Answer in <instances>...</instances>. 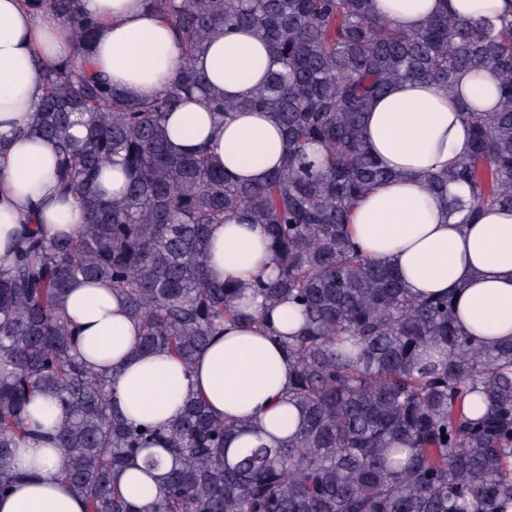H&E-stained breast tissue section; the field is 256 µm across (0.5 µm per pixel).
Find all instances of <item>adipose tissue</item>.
Segmentation results:
<instances>
[{"label": "adipose tissue", "mask_w": 512, "mask_h": 512, "mask_svg": "<svg viewBox=\"0 0 512 512\" xmlns=\"http://www.w3.org/2000/svg\"><path fill=\"white\" fill-rule=\"evenodd\" d=\"M375 11L413 31L441 9L491 15L512 0H372ZM85 15L99 21L89 62L115 87L133 97H158L174 77L181 46L150 0H82ZM75 39L69 25L33 11L26 0H0V258L7 255L27 219L61 236L78 234L84 211L74 196H61L55 167L58 147L48 139H18L42 96V73L34 62L70 61ZM193 65L225 99L250 97L273 68L267 44L251 32L231 30L214 38ZM169 141L178 153L211 148L235 179L262 183L281 164V132L269 114L235 112L229 117L188 103L167 118ZM367 151L392 171L354 208L351 233L370 260L395 267L418 298L452 296L459 327L496 345L512 340V213L488 210L474 224L449 223L443 202L425 186L428 173L447 169L470 150V133L457 99L425 82L398 85L377 99L365 119ZM208 266L220 282L246 285L275 265L261 225L230 219L211 225ZM250 323L228 322L192 365L167 353L136 354L139 326L106 282L75 280L63 311L71 350L112 377L116 411L140 427H157L185 398L202 397L219 416L248 422L230 453L294 432L298 417L288 402L295 367L278 341L300 330L288 305L268 309L251 293L236 298ZM36 426L17 439L0 467L16 475L0 495V512H85L86 501L62 476L65 455L56 440L62 409L51 395L34 396ZM160 471L129 467L119 478L133 503L159 494Z\"/></svg>", "instance_id": "obj_1"}]
</instances>
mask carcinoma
Wrapping results in <instances>:
<instances>
[{"label": "carcinoma", "mask_w": 512, "mask_h": 512, "mask_svg": "<svg viewBox=\"0 0 512 512\" xmlns=\"http://www.w3.org/2000/svg\"><path fill=\"white\" fill-rule=\"evenodd\" d=\"M74 27L87 53L99 27L80 0H27ZM179 34L182 63L165 92L137 100L70 62L44 61L37 120L24 133L60 146L56 179L86 216L75 238L28 221L0 260V459L23 433L36 392L56 397L64 476L86 512H500L512 501V342L487 347L459 332L449 296L409 294L390 266L360 254L351 212L393 177L364 146V116L394 84L435 83L459 96L473 150L427 189L458 224L512 210V16L442 11L407 31L372 0H152ZM229 26L252 31L276 68L248 99L227 101L191 61ZM495 68L490 112L459 79ZM227 116L267 112L281 127L282 165L258 185L230 179L205 150L169 147L167 117L188 100ZM82 123L86 136L71 133ZM120 158L124 191L108 197L103 166ZM245 213L265 227L276 265L249 285L267 305L293 306L302 331L283 336L295 361L294 433L226 459L245 421L189 397L160 432L112 411L111 377L71 353L62 306L79 277L120 294L142 332L135 352L189 365L224 329L251 318L244 288L212 280L207 229ZM490 408L477 413L474 395ZM166 458L159 496L132 505L117 477L152 442Z\"/></svg>", "instance_id": "1"}]
</instances>
